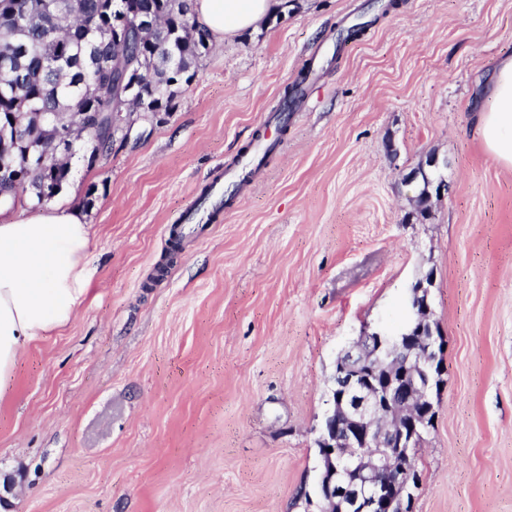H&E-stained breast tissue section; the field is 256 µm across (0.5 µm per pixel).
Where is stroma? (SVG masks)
I'll return each mask as SVG.
<instances>
[{
	"label": "stroma",
	"mask_w": 512,
	"mask_h": 512,
	"mask_svg": "<svg viewBox=\"0 0 512 512\" xmlns=\"http://www.w3.org/2000/svg\"><path fill=\"white\" fill-rule=\"evenodd\" d=\"M511 54L512 0H288L140 138L73 157L54 201L91 226L89 281L0 390V512H320L336 363L426 277L444 372L412 512H512V170L473 112ZM309 61L279 151L171 245ZM419 171L448 185L426 218Z\"/></svg>",
	"instance_id": "obj_1"
}]
</instances>
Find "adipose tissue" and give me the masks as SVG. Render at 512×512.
<instances>
[{
  "mask_svg": "<svg viewBox=\"0 0 512 512\" xmlns=\"http://www.w3.org/2000/svg\"><path fill=\"white\" fill-rule=\"evenodd\" d=\"M280 0H195L200 22L215 40L257 26ZM485 153L512 169V55L497 65L477 114ZM90 226L60 205L0 210V385L30 342L72 319L87 283Z\"/></svg>",
  "mask_w": 512,
  "mask_h": 512,
  "instance_id": "obj_1",
  "label": "adipose tissue"
}]
</instances>
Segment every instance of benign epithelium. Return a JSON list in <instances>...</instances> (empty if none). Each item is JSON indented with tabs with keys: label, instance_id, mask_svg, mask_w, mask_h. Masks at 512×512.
Masks as SVG:
<instances>
[{
	"label": "benign epithelium",
	"instance_id": "7a95c632",
	"mask_svg": "<svg viewBox=\"0 0 512 512\" xmlns=\"http://www.w3.org/2000/svg\"><path fill=\"white\" fill-rule=\"evenodd\" d=\"M415 283L395 331L365 330L339 361L333 406L319 439L321 496L330 512H391L412 494L414 452L434 421L433 370L441 338L431 323L429 285Z\"/></svg>",
	"mask_w": 512,
	"mask_h": 512
}]
</instances>
